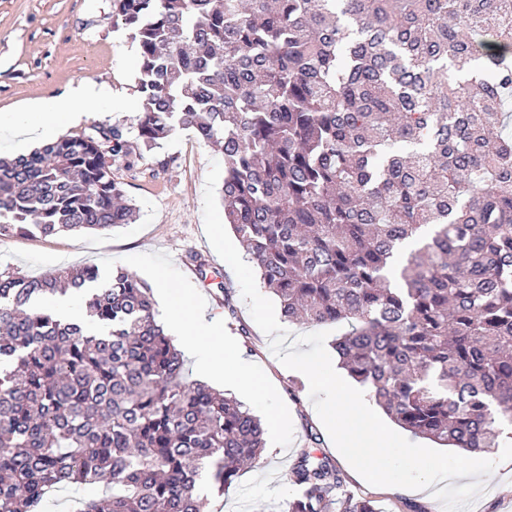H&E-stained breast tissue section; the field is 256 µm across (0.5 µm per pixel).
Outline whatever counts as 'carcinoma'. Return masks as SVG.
<instances>
[{
	"instance_id": "1",
	"label": "carcinoma",
	"mask_w": 512,
	"mask_h": 512,
	"mask_svg": "<svg viewBox=\"0 0 512 512\" xmlns=\"http://www.w3.org/2000/svg\"><path fill=\"white\" fill-rule=\"evenodd\" d=\"M138 43L148 150L190 130L224 159L225 223L290 322L334 348L398 427L502 448L512 426V0H112ZM117 126L0 158V232L134 219ZM93 265L0 268V512L98 484L80 512H204L264 464L261 420L184 376L150 287ZM83 296L81 320L30 308ZM268 512H381L319 438Z\"/></svg>"
}]
</instances>
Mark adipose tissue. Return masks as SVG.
<instances>
[{
	"label": "adipose tissue",
	"instance_id": "obj_1",
	"mask_svg": "<svg viewBox=\"0 0 512 512\" xmlns=\"http://www.w3.org/2000/svg\"><path fill=\"white\" fill-rule=\"evenodd\" d=\"M113 103L110 88L94 83L82 82L68 91L41 99L28 108L0 113V133H9L19 147L32 145L47 137L60 126L80 121L85 112L104 110ZM167 327L175 335L192 332L193 341L187 353L195 360L200 375L221 384L227 379L224 370V344L219 339L216 322L204 319L186 324L177 315H169ZM485 471L471 465L466 469L441 467L436 473L412 479L410 488L416 492H443L451 481L466 480L472 488H480Z\"/></svg>",
	"mask_w": 512,
	"mask_h": 512
}]
</instances>
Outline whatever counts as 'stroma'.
Instances as JSON below:
<instances>
[{
  "label": "stroma",
  "instance_id": "obj_1",
  "mask_svg": "<svg viewBox=\"0 0 512 512\" xmlns=\"http://www.w3.org/2000/svg\"><path fill=\"white\" fill-rule=\"evenodd\" d=\"M139 60L137 42L113 22L112 0H0V113L82 80L110 86L112 108L89 112L58 134L76 137L98 124L121 127L132 152L114 164L113 174L138 210L134 223L105 234L0 236V267L38 276L63 266L94 265L105 277L121 268L152 286L162 275L175 296L196 300L201 314L233 338L235 347L225 355L228 369L247 362L271 390L263 400L232 392L265 421V463L244 471L224 494H207L212 512H266L270 504L287 502L293 494L289 470L312 432L320 438V452L341 469L345 491L373 498L383 512H409L412 503L426 512H512V461L499 463L482 490L457 481L433 500L405 488L370 485L343 458L316 413L307 379L274 356L235 273L205 236L206 176L220 154L189 130L150 151L136 141ZM198 257L208 264V282L196 275ZM274 413L285 415V422L269 423Z\"/></svg>",
  "mask_w": 512,
  "mask_h": 512
}]
</instances>
